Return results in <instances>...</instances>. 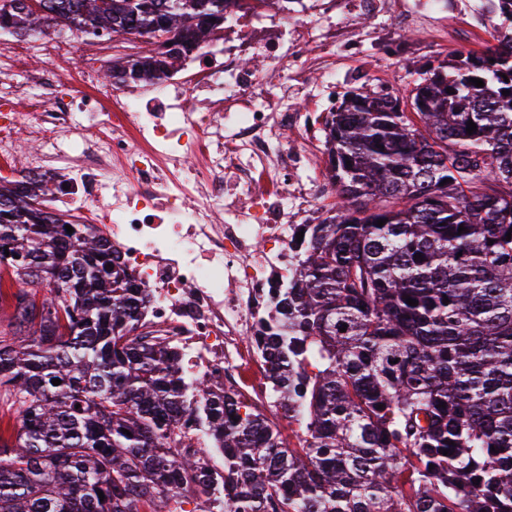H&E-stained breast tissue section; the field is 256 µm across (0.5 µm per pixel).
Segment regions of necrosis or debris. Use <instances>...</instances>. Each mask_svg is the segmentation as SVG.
Listing matches in <instances>:
<instances>
[{
  "label": "necrosis or debris",
  "mask_w": 512,
  "mask_h": 512,
  "mask_svg": "<svg viewBox=\"0 0 512 512\" xmlns=\"http://www.w3.org/2000/svg\"><path fill=\"white\" fill-rule=\"evenodd\" d=\"M314 0L224 17L222 61L198 77L146 85L142 95L102 91L94 70L73 67L71 42L45 39L53 108L17 111L13 73L24 48L0 55V157L33 140L32 173L54 172L56 200L106 233L152 291L147 320L168 336L191 378H222L269 405L268 365L252 338L293 264L297 225L311 223L312 187L284 139L308 117L288 100V71L327 70L336 33L304 27ZM269 47L263 71L246 69L244 44ZM234 177L235 193L225 189Z\"/></svg>",
  "instance_id": "necrosis-or-debris-1"
}]
</instances>
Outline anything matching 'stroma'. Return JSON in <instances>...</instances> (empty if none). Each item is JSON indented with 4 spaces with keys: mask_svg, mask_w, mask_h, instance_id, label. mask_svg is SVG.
Wrapping results in <instances>:
<instances>
[{
    "mask_svg": "<svg viewBox=\"0 0 512 512\" xmlns=\"http://www.w3.org/2000/svg\"><path fill=\"white\" fill-rule=\"evenodd\" d=\"M487 7L488 0H448L446 14L426 16L418 22L388 10L373 13L364 24L337 18L334 73L307 72L291 92L296 104L312 116L308 134L291 132L287 140L289 147L309 153L316 208H324L334 199V191L324 178L327 156L323 124L343 93L352 86L398 92L436 53L484 51L492 44Z\"/></svg>",
    "mask_w": 512,
    "mask_h": 512,
    "instance_id": "stroma-1",
    "label": "stroma"
}]
</instances>
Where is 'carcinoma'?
<instances>
[{
    "label": "carcinoma",
    "instance_id": "obj_1",
    "mask_svg": "<svg viewBox=\"0 0 512 512\" xmlns=\"http://www.w3.org/2000/svg\"><path fill=\"white\" fill-rule=\"evenodd\" d=\"M36 3L0 0V35L143 36L109 67L122 83L224 29V0ZM489 12L496 68L438 54L408 96L351 87L325 118L337 201L298 228L252 337L294 446L221 380L187 381L147 330L150 290L46 210L51 180L0 177V249L20 257L0 255V512H512V0ZM186 415L224 466L189 450Z\"/></svg>",
    "mask_w": 512,
    "mask_h": 512
}]
</instances>
